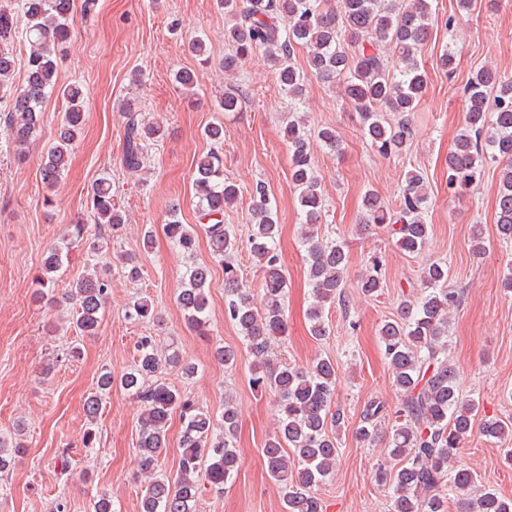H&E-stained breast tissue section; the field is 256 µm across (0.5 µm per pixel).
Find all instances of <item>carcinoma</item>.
Returning <instances> with one entry per match:
<instances>
[{
	"mask_svg": "<svg viewBox=\"0 0 512 512\" xmlns=\"http://www.w3.org/2000/svg\"><path fill=\"white\" fill-rule=\"evenodd\" d=\"M224 10L231 49L225 53L224 72L240 70L256 51L265 52L281 88L297 103L308 76L332 86H343L344 96L361 114L371 146L384 156L401 153L412 136L410 114L426 88L417 54L430 35V0H215ZM25 39L29 45L24 83L12 89L15 69L13 43L19 30L13 7L0 4V124L18 146L25 145L40 126L41 107L47 95L58 93L66 102L59 139L47 153L41 168L48 188L60 181L73 144L85 123L84 92L77 84L57 82L56 48L71 35L74 0H21ZM386 43L400 65L392 68L377 49ZM309 48L307 71L293 63L295 48ZM466 125L448 152V188L469 186L481 175L488 161L506 162L500 172L497 231L512 239V79L492 68L480 69L467 78ZM496 91L488 99V91ZM244 99L235 85L224 92L222 108L234 112ZM397 112L391 125L379 112ZM122 162L126 169L143 167L145 142L160 136V127L149 124L140 113L126 106ZM214 148L196 162L193 181L201 201L200 228L211 253L224 264V319L238 330L253 357L250 385L260 394L275 397L277 426L262 454L270 477L281 488L285 512H323L316 488L336 470L340 451L329 427L340 425L343 414L335 408L336 364L318 360L310 368H298L270 359L271 345L288 336L286 299L288 284L279 252V229L267 185L258 182L250 190L251 219L247 244L261 273L263 306L257 308L251 287L244 283L233 259L239 240L224 224V209L238 199V186L224 178V127L207 128ZM284 137L290 152V184L305 215L303 245L308 285L313 300L307 310L310 334L329 335L325 309L344 301L348 257L344 245L319 236L318 223L324 209L321 183L314 168L311 139L317 138L332 151L339 149L336 133L323 128L317 133L304 126L297 113H288ZM91 208L99 226L109 229L124 223L114 202L112 182L96 180L89 192ZM427 187L423 175H405L399 210L394 212L376 194L367 192L363 208L370 224H388L396 245L410 255L422 251L429 238L425 222ZM163 232L184 253L198 246V231L182 224L176 213L163 225ZM68 256L50 249L43 275L37 278L35 294L42 299L55 289ZM210 266L199 263L190 269L176 296L188 326L199 336L210 334ZM421 295L405 300L400 315L381 324L379 339L401 403L389 417L382 401H369L362 411V424L355 436L371 443L382 423L390 427V455L394 466H381L377 482L390 491V512H447L454 499L461 512H512V500L496 491L477 488L478 478L457 464L458 449L473 432L478 404L460 395L458 372L448 355V311L461 305L460 291L448 286V265L426 264L421 271ZM360 287L366 294L381 288L380 260L368 265ZM110 283L103 277H79L70 284L65 300L75 309L73 327L81 336H94L101 324ZM125 318L133 323L156 319L152 304L137 298L127 306ZM134 365L120 380V387L140 403L139 433L135 447L138 473L149 477L140 497V512H196L199 482L221 492L241 467L235 448L239 413L233 398H224L221 419L199 406L187 393L161 379L168 366L179 367L187 378L197 372L176 350L159 346L151 336L135 344ZM213 357L233 366L238 351L217 345ZM112 373L99 375L96 391L87 396L84 409L88 422L97 419L103 399L112 391ZM182 421L178 477L171 481L160 473L167 447V427L172 414ZM488 440L512 438V423L495 417L480 420ZM294 456H288V452Z\"/></svg>",
	"mask_w": 512,
	"mask_h": 512,
	"instance_id": "1",
	"label": "carcinoma"
}]
</instances>
